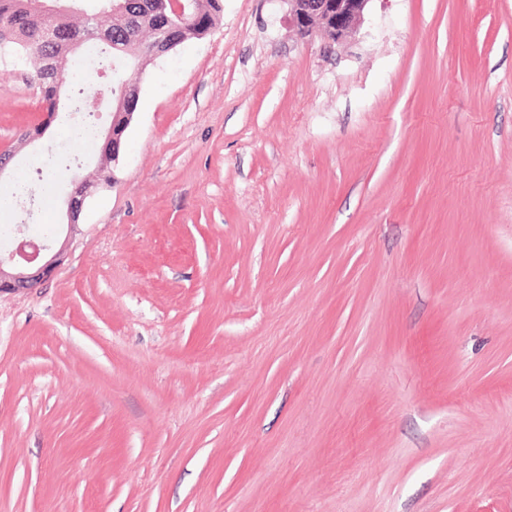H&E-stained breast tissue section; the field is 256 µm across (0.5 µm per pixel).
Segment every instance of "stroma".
Listing matches in <instances>:
<instances>
[{
	"mask_svg": "<svg viewBox=\"0 0 512 512\" xmlns=\"http://www.w3.org/2000/svg\"><path fill=\"white\" fill-rule=\"evenodd\" d=\"M222 5L0 294V512H512V0ZM45 114L0 52L2 253L98 168ZM371 0H282L287 5L288 23L303 38L319 37L341 44L364 19ZM90 186L86 181L75 183L73 191L61 202V222L59 225L62 230L66 226L67 231L70 230L71 232L78 225V218L88 197ZM68 238L59 249L45 255L48 248L38 241L18 238L7 256L0 255V293L34 288L48 278L67 254Z\"/></svg>",
	"mask_w": 512,
	"mask_h": 512,
	"instance_id": "35a3bbf8",
	"label": "stroma"
}]
</instances>
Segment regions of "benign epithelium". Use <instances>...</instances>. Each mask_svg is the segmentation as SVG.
Segmentation results:
<instances>
[{
    "mask_svg": "<svg viewBox=\"0 0 512 512\" xmlns=\"http://www.w3.org/2000/svg\"><path fill=\"white\" fill-rule=\"evenodd\" d=\"M287 5L288 23L307 39L319 37L330 44L344 42L364 19L370 0H281ZM181 43V39L170 31L158 30L151 43V57L170 53ZM134 112H116L106 130L100 146L101 153H112V163H117L122 153L124 135ZM90 184L75 183L73 191L63 199L60 206V226L72 231L88 197ZM68 240H63L59 249L44 254L47 246L26 238H18L13 249L0 256V293L27 290L48 278L67 254Z\"/></svg>",
    "mask_w": 512,
    "mask_h": 512,
    "instance_id": "1",
    "label": "benign epithelium"
}]
</instances>
